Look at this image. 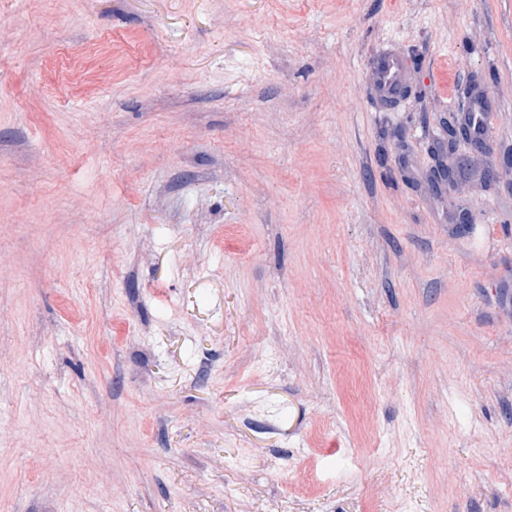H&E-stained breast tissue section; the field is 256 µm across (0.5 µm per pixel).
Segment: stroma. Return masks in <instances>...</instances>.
I'll list each match as a JSON object with an SVG mask.
<instances>
[{"label":"stroma","instance_id":"obj_1","mask_svg":"<svg viewBox=\"0 0 512 512\" xmlns=\"http://www.w3.org/2000/svg\"><path fill=\"white\" fill-rule=\"evenodd\" d=\"M473 86L496 162L512 0H0V512H512ZM401 64L394 56L381 59L377 67V78L384 84L385 89L392 88L400 81ZM443 147H438L436 144L434 149L439 159V168L446 169L445 174L448 175V190L453 193H462L464 190H470L475 187L476 184L489 185L491 183H498L504 178L501 167L495 166L494 164H480V157L483 155L476 156L472 159V168L478 173L477 175L470 176L468 180L459 178L454 173V166L456 162V155L459 152L461 145H466L471 154L472 142L474 144L481 143V131L476 129L473 123L471 113H468V125L466 129V135L469 139L459 133L457 128V118L448 120V126L443 130ZM448 158V165L444 159Z\"/></svg>","mask_w":512,"mask_h":512}]
</instances>
